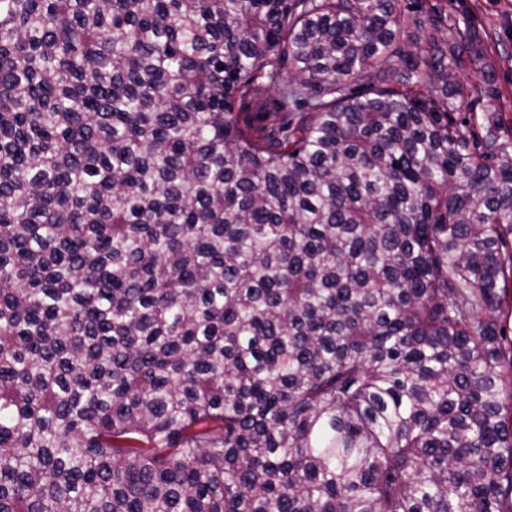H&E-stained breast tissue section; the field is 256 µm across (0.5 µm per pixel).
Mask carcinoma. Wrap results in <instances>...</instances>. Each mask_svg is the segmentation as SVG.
I'll return each mask as SVG.
<instances>
[{
  "label": "carcinoma",
  "instance_id": "obj_1",
  "mask_svg": "<svg viewBox=\"0 0 512 512\" xmlns=\"http://www.w3.org/2000/svg\"><path fill=\"white\" fill-rule=\"evenodd\" d=\"M449 30L0 0V512H512V155Z\"/></svg>",
  "mask_w": 512,
  "mask_h": 512
}]
</instances>
